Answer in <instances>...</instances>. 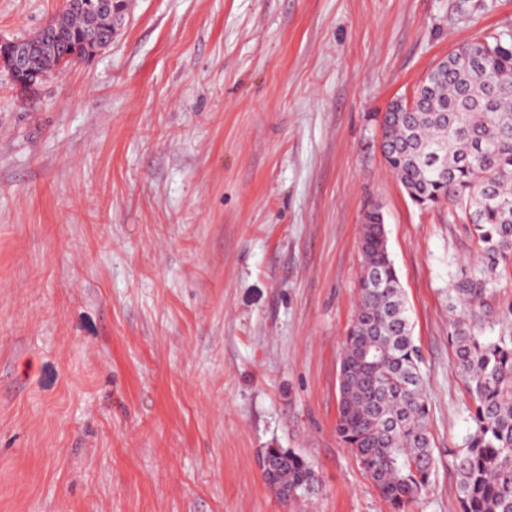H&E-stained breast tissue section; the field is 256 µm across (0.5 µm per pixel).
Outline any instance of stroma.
<instances>
[{"instance_id": "1", "label": "stroma", "mask_w": 512, "mask_h": 512, "mask_svg": "<svg viewBox=\"0 0 512 512\" xmlns=\"http://www.w3.org/2000/svg\"><path fill=\"white\" fill-rule=\"evenodd\" d=\"M63 0H0V35ZM110 48L23 92L0 70V512H391L336 433L360 226L382 208L459 512L472 399L448 287L470 225L413 202L388 104L512 0H129ZM317 482L281 503L258 456Z\"/></svg>"}]
</instances>
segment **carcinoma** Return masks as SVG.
Segmentation results:
<instances>
[{
    "instance_id": "obj_1",
    "label": "carcinoma",
    "mask_w": 512,
    "mask_h": 512,
    "mask_svg": "<svg viewBox=\"0 0 512 512\" xmlns=\"http://www.w3.org/2000/svg\"><path fill=\"white\" fill-rule=\"evenodd\" d=\"M91 18L70 11L52 18L56 56L39 67L52 71ZM499 39L475 37L486 48L479 70L463 63L470 43L459 46L448 54V71L418 91L415 111L383 116L392 172L415 203L446 202L449 220L472 225L482 259L448 288L457 367L474 401L472 430L455 456L459 512H512V330L484 335L503 316L493 306L499 280L512 275V91L487 104L492 81L512 83V41ZM360 250L359 304L341 360L351 389L336 432L392 512H408L435 467L422 358L386 232L365 234ZM265 453L279 484L309 492L315 473L301 456Z\"/></svg>"
}]
</instances>
